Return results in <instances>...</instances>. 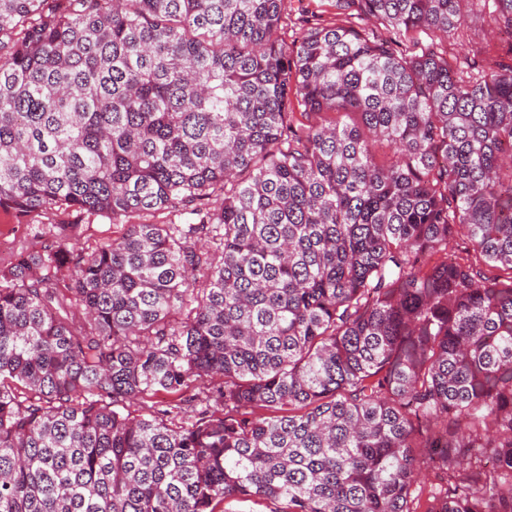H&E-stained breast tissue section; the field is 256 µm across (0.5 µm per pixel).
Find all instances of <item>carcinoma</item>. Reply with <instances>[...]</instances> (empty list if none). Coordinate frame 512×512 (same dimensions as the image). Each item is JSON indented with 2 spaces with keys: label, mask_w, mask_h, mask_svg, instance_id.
I'll return each instance as SVG.
<instances>
[{
  "label": "carcinoma",
  "mask_w": 512,
  "mask_h": 512,
  "mask_svg": "<svg viewBox=\"0 0 512 512\" xmlns=\"http://www.w3.org/2000/svg\"><path fill=\"white\" fill-rule=\"evenodd\" d=\"M335 2L0 0V208L127 223L4 274L0 512H418L429 461L425 512H512V62L450 61L467 0ZM331 0H286L288 40L301 37L309 23L335 22L336 7Z\"/></svg>",
  "instance_id": "carcinoma-1"
}]
</instances>
